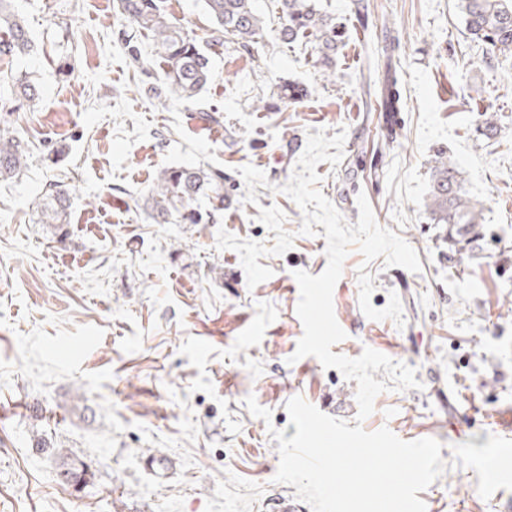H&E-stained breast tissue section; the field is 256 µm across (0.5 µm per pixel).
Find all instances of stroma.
<instances>
[{
  "label": "stroma",
  "instance_id": "stroma-1",
  "mask_svg": "<svg viewBox=\"0 0 512 512\" xmlns=\"http://www.w3.org/2000/svg\"><path fill=\"white\" fill-rule=\"evenodd\" d=\"M318 2L343 29L328 72L315 37L278 38L277 0H255L263 29L248 49L217 43L204 0H161L211 59L210 83L187 102L150 94L160 64L145 37L129 53L117 0H14L34 48L0 57V80L30 72L41 94L0 110L30 151L26 170L0 179V512H272L296 494L274 480L269 434L294 436L296 396L369 432L440 441L445 470L419 494L427 512H512V56L471 42L459 0ZM387 27L402 37L391 131L366 109L386 78ZM287 83L303 96L280 98ZM320 129L346 135L340 164L316 167L323 194L352 225L366 196L421 262L388 268L355 245L344 261L333 305L346 337L333 353L372 348L421 383L380 393L362 420L356 381L293 357L294 274L324 271L326 240L300 234L281 188ZM440 149L482 210L480 247L460 263L428 208ZM248 164L269 182L254 204ZM199 165L224 174L223 214L155 223L160 171ZM53 184L72 193L63 240L38 221ZM250 396L270 420L248 411ZM41 438L86 464L85 483L58 482Z\"/></svg>",
  "mask_w": 512,
  "mask_h": 512
}]
</instances>
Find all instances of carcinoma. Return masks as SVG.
Returning a JSON list of instances; mask_svg holds the SVG:
<instances>
[{"label":"carcinoma","mask_w":512,"mask_h":512,"mask_svg":"<svg viewBox=\"0 0 512 512\" xmlns=\"http://www.w3.org/2000/svg\"><path fill=\"white\" fill-rule=\"evenodd\" d=\"M284 23L283 41L293 42L315 35L321 66L329 70L337 48L336 22L321 11L316 0H278ZM216 30L225 40L248 48L262 29L254 0H205ZM121 14L151 38L154 56L162 63L164 84L193 100L210 79V61L196 40L173 22L157 0H119ZM465 29L471 40L488 54H512V0H460ZM33 50V41L22 18L11 9L10 0H0V55L24 57ZM7 93L32 102L38 88L29 73L10 77ZM377 112L401 111V93L396 74L387 75L375 97ZM27 143L15 132L0 128V178L19 175L27 166ZM151 217L158 224L170 223L177 215L182 224H206L224 210V175L203 167H178L164 170L151 190ZM70 192L52 190L38 204L41 223L64 234ZM431 215L436 224L448 225V249L464 259L476 249L482 237V213L467 196L459 172L448 154L437 153L430 166ZM57 477L63 484L82 471L84 462L59 450Z\"/></svg>","instance_id":"obj_1"}]
</instances>
